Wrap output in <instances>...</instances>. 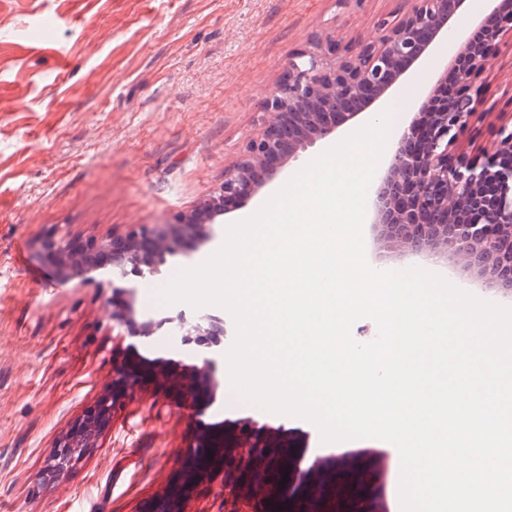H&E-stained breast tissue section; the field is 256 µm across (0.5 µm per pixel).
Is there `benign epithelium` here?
Returning a JSON list of instances; mask_svg holds the SVG:
<instances>
[{"mask_svg": "<svg viewBox=\"0 0 512 512\" xmlns=\"http://www.w3.org/2000/svg\"><path fill=\"white\" fill-rule=\"evenodd\" d=\"M398 2L396 11L378 18L375 40L343 47L318 35L312 48L288 58L262 102L265 125L224 173V183L207 206L210 219L257 194L305 146L331 137L350 120L373 116L371 106L399 89L406 69L450 36L452 19L466 5V0ZM490 2L496 24L486 41L478 44L470 33L453 41L449 64L456 69L457 93L430 107L446 79L443 75L424 97L408 100L415 115L395 140L368 199L372 223L381 228L386 248L455 259L512 296V113L499 115L494 139L480 155L450 153L458 136L484 116L481 91L474 84L490 64L492 46L504 33H512V9H504L501 0ZM211 235L210 226L190 215L176 224H158L88 246L53 234L43 239L41 250L59 273L84 275L107 267L114 282L131 274L152 279L184 238L207 241ZM112 322L131 336H151L173 325L183 342L199 346L207 336L224 334L223 322L216 319L195 321L182 314L139 319L130 305L112 310ZM139 384L137 372H120L57 441L38 481L64 474L94 447L112 423L116 401Z\"/></svg>", "mask_w": 512, "mask_h": 512, "instance_id": "1", "label": "benign epithelium"}]
</instances>
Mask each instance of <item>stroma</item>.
<instances>
[{"mask_svg":"<svg viewBox=\"0 0 512 512\" xmlns=\"http://www.w3.org/2000/svg\"><path fill=\"white\" fill-rule=\"evenodd\" d=\"M395 0H0V512H154L181 490L180 512H225L224 460L195 479L186 470L201 435L225 448L286 454L291 472L313 477L325 452L317 428L293 417L258 419L226 390L225 354L235 326L210 347L163 331L150 338L112 330L113 308L144 315L186 311L155 291L174 273L218 250L229 224L257 209L328 148L322 140L257 195L228 207L205 242L184 241L161 277L128 276L114 293L106 270L59 279L41 252L46 233L79 240L122 237L193 214L224 181L262 126L260 105L289 56L315 34L341 45L375 39V22ZM448 62L439 46L409 68L402 88L431 85ZM488 117L464 131L456 152L475 155L493 139L496 113L512 112V34L480 79ZM376 270L433 268L479 298L512 299L453 263L384 251L374 224L363 228ZM211 360L212 382L192 418L176 406L196 367ZM145 381L117 405L111 426L68 472L38 483L57 440L93 404L121 366ZM311 512H375L373 479L336 503L303 485Z\"/></svg>","mask_w":512,"mask_h":512,"instance_id":"obj_1","label":"stroma"}]
</instances>
